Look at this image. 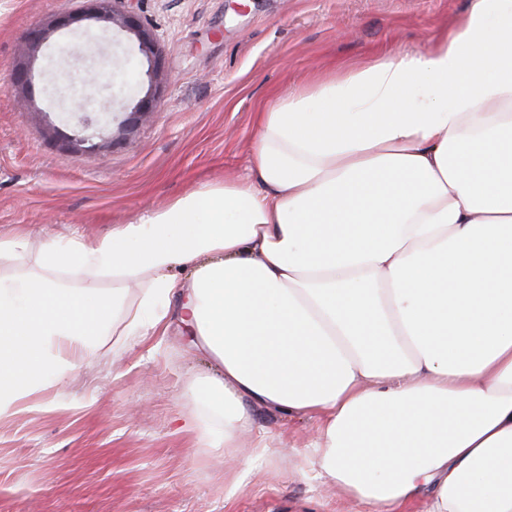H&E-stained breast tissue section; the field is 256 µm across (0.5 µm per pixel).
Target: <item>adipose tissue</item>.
Returning <instances> with one entry per match:
<instances>
[{
    "label": "adipose tissue",
    "mask_w": 512,
    "mask_h": 512,
    "mask_svg": "<svg viewBox=\"0 0 512 512\" xmlns=\"http://www.w3.org/2000/svg\"><path fill=\"white\" fill-rule=\"evenodd\" d=\"M31 253L0 276V414L176 323L220 371L212 427L179 419L213 447L309 414L300 471L369 512H512V0L264 107L243 177L102 236L0 237Z\"/></svg>",
    "instance_id": "ef3b65f1"
}]
</instances>
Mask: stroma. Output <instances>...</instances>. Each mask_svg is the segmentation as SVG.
Listing matches in <instances>:
<instances>
[{
  "label": "stroma",
  "instance_id": "obj_1",
  "mask_svg": "<svg viewBox=\"0 0 512 512\" xmlns=\"http://www.w3.org/2000/svg\"><path fill=\"white\" fill-rule=\"evenodd\" d=\"M156 36L136 37L88 12V0H0V233L32 244L46 233L92 237L133 221L203 183L243 175L255 115L307 81L359 68L394 48L426 50L470 0H130ZM74 16L67 27L61 16ZM46 38L27 43L31 29ZM81 30L91 51L53 50ZM27 69L30 80L11 84ZM111 69L113 88L85 82ZM102 110L157 100L134 131L97 148L77 144L70 84ZM217 371L187 349L178 326L161 346L103 337L66 381L0 416V512H367L301 475L316 417L256 409L254 429L223 454L176 430L204 411L199 393ZM264 431L275 456L254 451ZM244 485L230 491L232 473Z\"/></svg>",
  "mask_w": 512,
  "mask_h": 512
}]
</instances>
